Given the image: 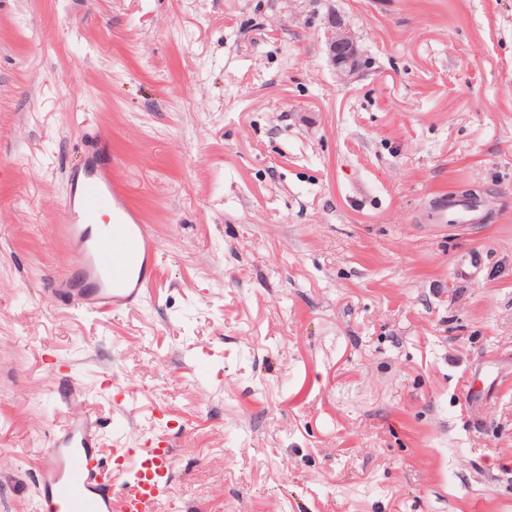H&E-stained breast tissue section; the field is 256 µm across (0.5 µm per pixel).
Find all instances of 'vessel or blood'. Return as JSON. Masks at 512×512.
I'll return each instance as SVG.
<instances>
[{
	"label": "vessel or blood",
	"instance_id": "b4317fda",
	"mask_svg": "<svg viewBox=\"0 0 512 512\" xmlns=\"http://www.w3.org/2000/svg\"><path fill=\"white\" fill-rule=\"evenodd\" d=\"M63 208L56 227L65 251L61 264L69 266L71 255H78L82 283L57 277L55 302L93 315L138 305L158 277V239L126 204L110 165L95 151H85ZM104 210L112 214L108 237L93 230ZM99 432L89 416L67 420L55 432L38 475V512H150L165 494L176 458L172 441L159 435L138 448L116 445L107 454Z\"/></svg>",
	"mask_w": 512,
	"mask_h": 512
}]
</instances>
